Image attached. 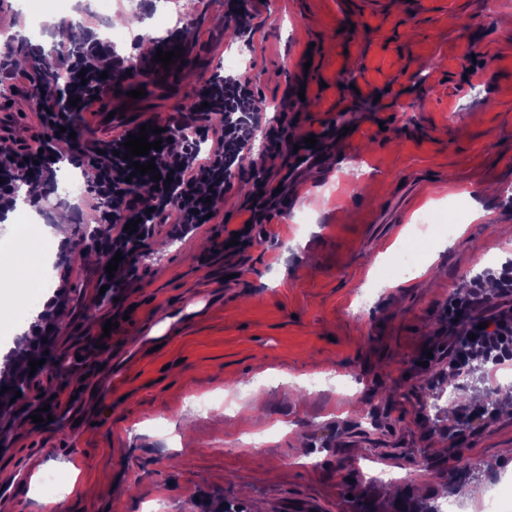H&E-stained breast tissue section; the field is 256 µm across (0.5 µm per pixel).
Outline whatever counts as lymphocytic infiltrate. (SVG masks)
<instances>
[{"instance_id": "1", "label": "lymphocytic infiltrate", "mask_w": 512, "mask_h": 512, "mask_svg": "<svg viewBox=\"0 0 512 512\" xmlns=\"http://www.w3.org/2000/svg\"><path fill=\"white\" fill-rule=\"evenodd\" d=\"M56 60L65 62L72 76L71 97L77 105L68 111L51 107L42 88L28 101L40 131L31 141L15 146L0 144V208L9 207L14 184L25 173V160L43 157L42 186H50L57 163L54 137L59 128L70 127L72 117L88 111L109 87L103 72L122 71L125 61L114 56L108 43L96 41L86 48L83 60H75L67 45H55ZM204 108L170 119L161 132V151L154 163L160 180L133 172L131 159L123 158L124 137L102 144L75 139L68 155L81 168L87 184L85 212L88 223L109 225L111 235L88 242V250L103 257L128 255L145 244L160 224L194 229L206 223L220 224V204L242 174L240 161L250 146L259 114L266 109L262 94L249 81L221 74L210 76L199 91ZM231 112L229 124H213L210 113ZM178 146H171V139ZM136 223L127 233V223ZM448 322V373L459 376L474 362L496 366L512 364V267L502 268L490 279H475L465 292L449 296L445 307Z\"/></svg>"}]
</instances>
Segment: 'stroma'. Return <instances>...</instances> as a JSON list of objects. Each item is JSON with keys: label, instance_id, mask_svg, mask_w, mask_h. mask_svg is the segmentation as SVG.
<instances>
[{"label": "stroma", "instance_id": "35a3bbf8", "mask_svg": "<svg viewBox=\"0 0 512 512\" xmlns=\"http://www.w3.org/2000/svg\"><path fill=\"white\" fill-rule=\"evenodd\" d=\"M145 2L143 28L115 47L130 61L160 38L161 11L197 22L170 88L147 89L149 112L171 113L244 51L240 78L272 104L264 121L294 102V137L333 132V164L289 186L241 258L221 251L225 228L166 224L112 299L86 254L55 256L66 285L32 306L65 361L0 413V512H145L156 498L160 512H382L389 493L456 512L463 486L511 480L512 412L452 440L433 405L448 387L434 353L449 293L512 265V0H261L243 17L250 43L225 36L227 0ZM460 202L484 214L439 232L435 275L391 280V247L418 215ZM193 394L237 411L196 413ZM44 406L52 421L33 423ZM300 439L315 466L295 463ZM72 463L93 498L69 495ZM373 463L398 483L372 479Z\"/></svg>", "mask_w": 512, "mask_h": 512}]
</instances>
